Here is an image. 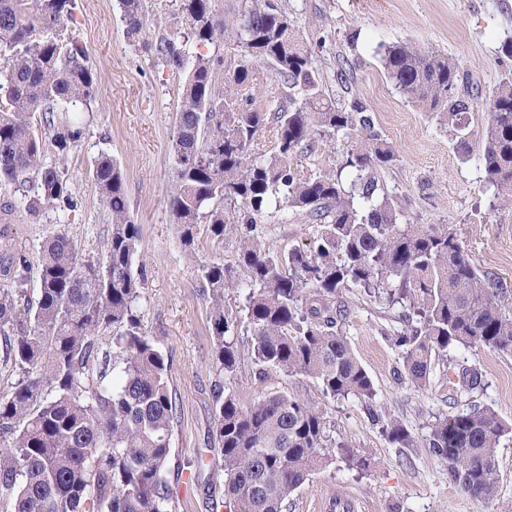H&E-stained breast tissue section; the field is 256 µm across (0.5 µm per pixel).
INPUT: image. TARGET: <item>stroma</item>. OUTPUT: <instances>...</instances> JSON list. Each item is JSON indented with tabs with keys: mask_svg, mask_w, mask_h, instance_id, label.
Wrapping results in <instances>:
<instances>
[{
	"mask_svg": "<svg viewBox=\"0 0 512 512\" xmlns=\"http://www.w3.org/2000/svg\"><path fill=\"white\" fill-rule=\"evenodd\" d=\"M273 2L317 56L332 100L346 107L357 99L372 111L394 153L392 166L383 173L390 194L408 203L415 223L453 229L472 262L495 273L500 300L512 311V208L494 206L481 160L486 105L498 84L512 77V60L499 53L503 41L512 38V0ZM143 6L144 40L154 43L181 29L178 0H144ZM68 31L86 45L96 74L94 95L74 115L85 137L64 167L76 208H48L35 218L26 211L20 192L0 185V203L14 205L11 223L1 225L0 231L31 259L44 238L56 231L67 233L84 255L99 256L112 217L100 200L93 164L103 151L120 163L130 215L141 228L139 259L147 270L143 328L171 360L169 383L177 418L166 476L175 512H227L222 492L210 497L202 493L204 482L217 487L223 483L217 472L220 453L211 437L214 383L219 379L244 405L277 390L316 401L337 445L366 461L356 468L338 457L318 468L286 501L284 512H319L315 506L320 502L325 505L320 512H336L339 498L362 504L365 512H512V432L500 440L498 495L489 506L449 483L446 464L425 445L437 417L466 408L456 373L448 367L452 361L465 359L480 368L484 386L478 401L512 425V356L453 347L447 360L436 363L430 383L418 385L408 377L403 350L394 343L405 328L400 305L344 291V334L374 382L379 414L398 420L412 436L408 448L388 441L363 402L324 396L312 379L273 371L261 382L246 368L219 377L209 307L196 268L233 261L239 239L227 235L220 246L203 240L195 254H188L167 205L185 76L129 41L119 0H76ZM397 42L459 61L460 91L478 98L467 157H460L438 116L407 102L385 77L377 49ZM347 146L341 139L322 138L295 163L307 174L329 171L338 166ZM261 230L267 245L278 252L291 245L314 246L307 218L288 209L269 217Z\"/></svg>",
	"mask_w": 512,
	"mask_h": 512,
	"instance_id": "35a3bbf8",
	"label": "stroma"
}]
</instances>
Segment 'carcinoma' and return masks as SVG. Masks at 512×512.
Wrapping results in <instances>:
<instances>
[{
  "mask_svg": "<svg viewBox=\"0 0 512 512\" xmlns=\"http://www.w3.org/2000/svg\"><path fill=\"white\" fill-rule=\"evenodd\" d=\"M126 37L144 30L142 0H120ZM75 0H0V183L25 190L33 215L74 207L59 163L84 137L82 125L56 112L89 100L96 76L88 49L64 37ZM185 28L156 45L173 69L188 70L179 94L172 144L168 206L186 250L198 229L222 244L234 231L235 263L198 265L210 308L217 371L236 373L250 360L263 377L277 369L315 380L332 398L369 402L373 381L355 356L342 325L340 293L374 296L388 288L407 302L409 329L395 338L411 380L426 385L433 360L462 345L512 355V312L499 299L496 276L478 269L447 225L416 224L379 179L394 153L360 101L339 107L325 93L316 57L287 14L264 0H244L234 18L218 22L211 0H179ZM236 38L244 60L224 74V59L200 48ZM386 78L423 112L448 128L461 156L470 152L473 99L457 92L459 62L407 44L379 49ZM271 65L288 89L274 113L253 106L244 90L249 63ZM483 129L485 182L494 199L512 205V79L503 80ZM273 125L272 145L258 137ZM348 139L339 170L304 175L295 156L321 138ZM56 162L47 163V153ZM95 181L112 214L104 253L86 257L64 232L42 241L39 289L24 291L26 255L0 233L7 260L0 274V370L18 381L0 396V512H173L166 478L177 403L168 357L142 329L139 311L146 268L137 263L140 225L130 217L124 175L107 153L95 160ZM287 207L316 227V248L274 252L257 225ZM245 290L244 320L224 308L230 289ZM250 330L247 352L234 333ZM122 365L111 364V349ZM460 392L482 385L475 365L458 369ZM213 436L224 470L229 512H282L288 497L329 462L325 412L315 403L272 391L249 406L215 383ZM390 442L412 446L396 420ZM512 432L490 407L468 408L435 420L430 451L448 466V479L472 498L497 497V448Z\"/></svg>",
  "mask_w": 512,
  "mask_h": 512,
  "instance_id": "cac0c4a2",
  "label": "carcinoma"
}]
</instances>
